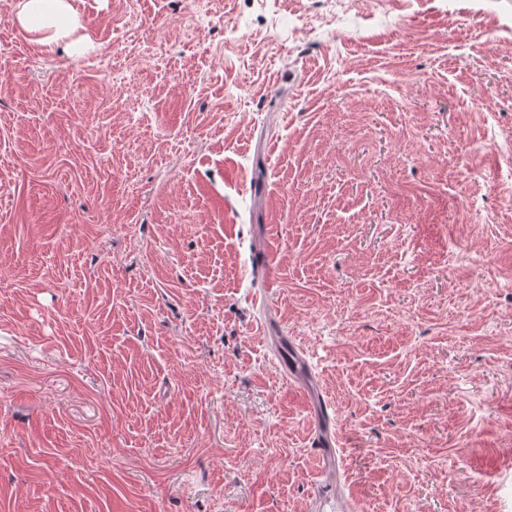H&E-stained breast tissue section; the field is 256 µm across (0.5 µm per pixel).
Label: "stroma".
<instances>
[{
    "label": "stroma",
    "mask_w": 512,
    "mask_h": 512,
    "mask_svg": "<svg viewBox=\"0 0 512 512\" xmlns=\"http://www.w3.org/2000/svg\"><path fill=\"white\" fill-rule=\"evenodd\" d=\"M70 2L0 0V512H512V0ZM15 8L24 28L44 44L61 38L76 21L68 0H18Z\"/></svg>",
    "instance_id": "obj_1"
}]
</instances>
